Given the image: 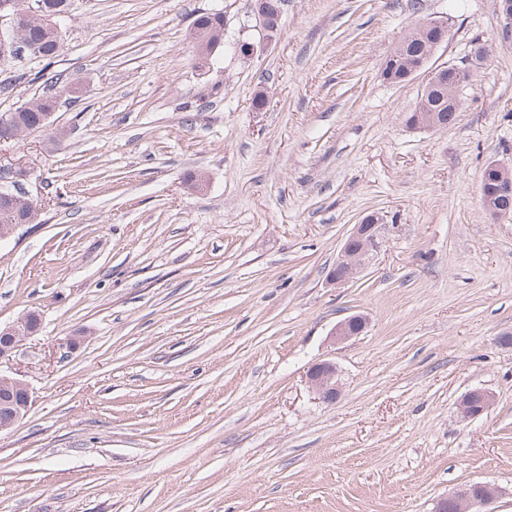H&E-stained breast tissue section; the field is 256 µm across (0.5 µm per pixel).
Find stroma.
Instances as JSON below:
<instances>
[{
    "mask_svg": "<svg viewBox=\"0 0 512 512\" xmlns=\"http://www.w3.org/2000/svg\"><path fill=\"white\" fill-rule=\"evenodd\" d=\"M214 9L259 40L255 0H68L49 70L81 99L60 140L0 146L41 202L0 244V324L44 320L0 365L33 396L0 433V512H435L471 482L512 512V219L480 200L512 162L495 0H283L275 42L203 75L189 28ZM433 16V64L490 55L453 125L412 130L419 80L381 69ZM372 213L386 247L327 284ZM324 359L332 405L306 379ZM474 388L494 403L461 421ZM368 327L366 317L355 314L338 322L331 330L330 336L334 342H344L365 332ZM336 363L323 360L314 364L307 373V383L318 400L335 403L341 395V387L336 379Z\"/></svg>",
    "mask_w": 512,
    "mask_h": 512,
    "instance_id": "35a3bbf8",
    "label": "stroma"
}]
</instances>
